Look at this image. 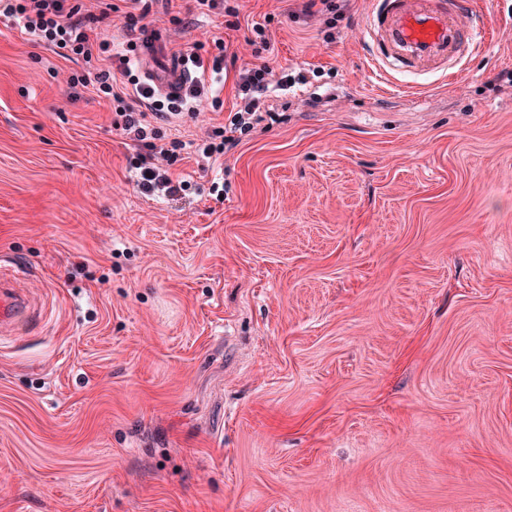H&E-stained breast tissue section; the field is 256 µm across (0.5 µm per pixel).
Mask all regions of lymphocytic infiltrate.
I'll list each match as a JSON object with an SVG mask.
<instances>
[{
  "label": "lymphocytic infiltrate",
  "mask_w": 512,
  "mask_h": 512,
  "mask_svg": "<svg viewBox=\"0 0 512 512\" xmlns=\"http://www.w3.org/2000/svg\"><path fill=\"white\" fill-rule=\"evenodd\" d=\"M150 10L149 0H0V16L59 57L81 62L82 74L67 78L71 88L90 87L110 101L116 113L113 127L133 150L129 164L138 190L148 197L182 200L190 196L192 184L173 177L171 168L186 144L167 137L162 126L185 115L197 117L205 109L209 101L205 75L223 73L230 45L216 38L210 52L197 46L180 51L178 58L193 78L181 95L157 97L141 83L131 58L137 48L134 36L146 30ZM116 17L128 36L120 52L113 50L108 34ZM292 84L291 75H274L264 63L240 70L235 82L238 108L224 125L197 139L194 153L198 166L216 162L264 121L270 86L285 90Z\"/></svg>",
  "instance_id": "f902f5d3"
}]
</instances>
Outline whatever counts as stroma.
<instances>
[{
  "label": "stroma",
  "mask_w": 512,
  "mask_h": 512,
  "mask_svg": "<svg viewBox=\"0 0 512 512\" xmlns=\"http://www.w3.org/2000/svg\"><path fill=\"white\" fill-rule=\"evenodd\" d=\"M191 6L152 0L168 53L236 59L181 140L236 70L306 81L173 166L224 182L190 204L137 192L108 100L58 76L81 65L0 17V266L35 311L0 338V512H512V0L451 81L380 79L367 0L332 29Z\"/></svg>",
  "instance_id": "35a3bbf8"
}]
</instances>
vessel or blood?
Returning a JSON list of instances; mask_svg holds the SVG:
<instances>
[{
    "label": "vessel or blood",
    "mask_w": 512,
    "mask_h": 512,
    "mask_svg": "<svg viewBox=\"0 0 512 512\" xmlns=\"http://www.w3.org/2000/svg\"><path fill=\"white\" fill-rule=\"evenodd\" d=\"M366 33L377 72L386 79L431 63L455 78L467 48H479L485 27L482 0H369ZM141 70L161 94L180 93L189 75L180 60L165 58L166 37L151 30L141 37ZM30 309L25 296L0 277V328L13 326Z\"/></svg>",
    "instance_id": "obj_1"
}]
</instances>
